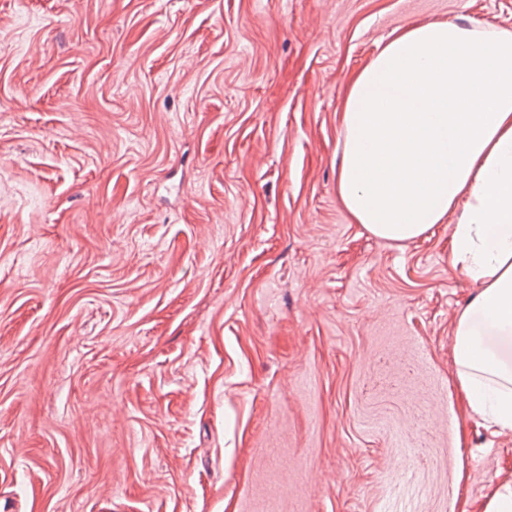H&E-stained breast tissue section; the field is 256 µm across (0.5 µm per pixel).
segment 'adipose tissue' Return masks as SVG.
<instances>
[{"mask_svg":"<svg viewBox=\"0 0 512 512\" xmlns=\"http://www.w3.org/2000/svg\"><path fill=\"white\" fill-rule=\"evenodd\" d=\"M338 195L353 223L407 241L458 211L449 263L477 292L454 359L471 413L512 430V31L403 29L349 81Z\"/></svg>","mask_w":512,"mask_h":512,"instance_id":"adipose-tissue-1","label":"adipose tissue"}]
</instances>
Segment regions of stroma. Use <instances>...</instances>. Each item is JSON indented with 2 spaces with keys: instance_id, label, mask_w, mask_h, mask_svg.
I'll return each instance as SVG.
<instances>
[{
  "instance_id": "obj_1",
  "label": "stroma",
  "mask_w": 512,
  "mask_h": 512,
  "mask_svg": "<svg viewBox=\"0 0 512 512\" xmlns=\"http://www.w3.org/2000/svg\"><path fill=\"white\" fill-rule=\"evenodd\" d=\"M512 0H0V512H482L457 214L384 242L341 93Z\"/></svg>"
}]
</instances>
